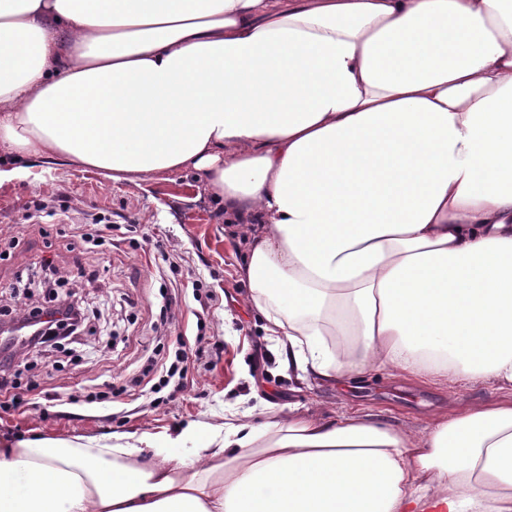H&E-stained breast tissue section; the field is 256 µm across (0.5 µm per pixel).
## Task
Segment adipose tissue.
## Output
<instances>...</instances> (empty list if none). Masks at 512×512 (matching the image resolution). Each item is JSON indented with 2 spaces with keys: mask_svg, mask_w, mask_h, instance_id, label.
<instances>
[{
  "mask_svg": "<svg viewBox=\"0 0 512 512\" xmlns=\"http://www.w3.org/2000/svg\"><path fill=\"white\" fill-rule=\"evenodd\" d=\"M38 162L200 173L296 381L501 397L7 439L0 512H512V0H0V185ZM455 403H490L499 397V392L489 386L460 384L452 391Z\"/></svg>",
  "mask_w": 512,
  "mask_h": 512,
  "instance_id": "obj_1",
  "label": "adipose tissue"
}]
</instances>
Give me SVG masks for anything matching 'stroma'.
Returning <instances> with one entry per match:
<instances>
[{"label":"stroma","mask_w":512,"mask_h":512,"mask_svg":"<svg viewBox=\"0 0 512 512\" xmlns=\"http://www.w3.org/2000/svg\"><path fill=\"white\" fill-rule=\"evenodd\" d=\"M105 217L132 225V232L92 253L73 241V227ZM18 239L0 259V293L15 278H48L43 260L76 272L97 273L95 281L62 284L93 311L91 331L65 344L42 347L27 372L37 381L38 409L0 410V439L34 433L104 437L164 430L191 421H220L243 409L266 420L264 404L321 407L328 414L372 412L395 421L423 425L454 404L489 403L498 391L483 385L456 386L454 392L376 372L348 389L290 380L264 331L263 319L244 306L249 289L238 275L244 249L229 233L219 204L192 171L164 179L115 182L95 171L65 165L33 169L0 189V239ZM181 245L187 261L172 274L162 259L145 253L148 241ZM202 279L208 293L194 294ZM168 286L178 302L177 321L162 324L159 289ZM204 314L205 330L196 326ZM203 338L208 358L188 375L175 400L150 408L131 389L157 339ZM124 389L114 411L82 403L90 391Z\"/></svg>","instance_id":"35a3bbf8"}]
</instances>
